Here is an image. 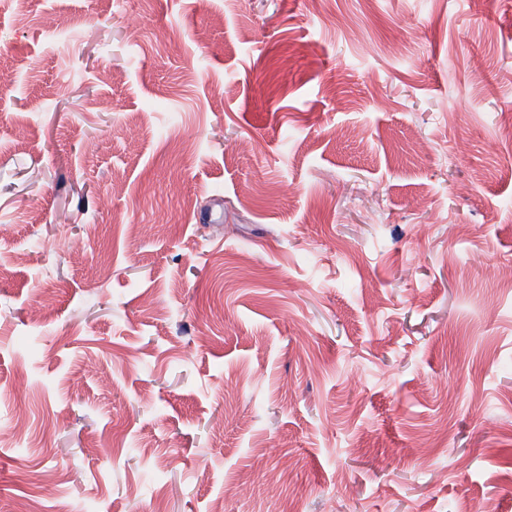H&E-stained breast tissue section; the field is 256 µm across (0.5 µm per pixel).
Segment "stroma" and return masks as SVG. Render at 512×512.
<instances>
[{
  "mask_svg": "<svg viewBox=\"0 0 512 512\" xmlns=\"http://www.w3.org/2000/svg\"><path fill=\"white\" fill-rule=\"evenodd\" d=\"M0 66V512H512V0H11Z\"/></svg>",
  "mask_w": 512,
  "mask_h": 512,
  "instance_id": "obj_1",
  "label": "stroma"
}]
</instances>
